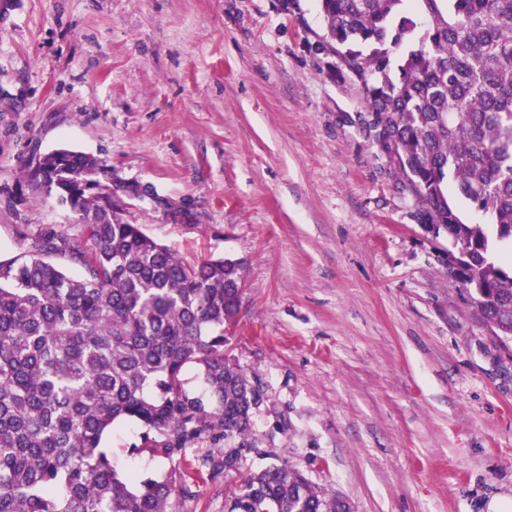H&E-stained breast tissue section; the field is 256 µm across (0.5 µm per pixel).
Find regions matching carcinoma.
Instances as JSON below:
<instances>
[{
  "mask_svg": "<svg viewBox=\"0 0 512 512\" xmlns=\"http://www.w3.org/2000/svg\"><path fill=\"white\" fill-rule=\"evenodd\" d=\"M319 0L329 40L361 82L378 144L445 234L448 275L503 345L512 341V0ZM407 46L398 61L393 50ZM101 165L59 149L31 184L79 216L80 237L42 234L0 261V512H168L203 470L238 455L186 459L214 436L250 445L256 386L224 354L242 299V264L188 263L99 194ZM487 224L461 219L448 195ZM83 269L73 278L54 261ZM194 368L204 389L185 387ZM134 422L163 474L120 469L103 440ZM228 512H352L286 463L249 471Z\"/></svg>",
  "mask_w": 512,
  "mask_h": 512,
  "instance_id": "carcinoma-1",
  "label": "carcinoma"
}]
</instances>
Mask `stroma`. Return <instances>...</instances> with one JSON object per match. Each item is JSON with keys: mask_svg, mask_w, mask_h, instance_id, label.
Instances as JSON below:
<instances>
[{"mask_svg": "<svg viewBox=\"0 0 512 512\" xmlns=\"http://www.w3.org/2000/svg\"><path fill=\"white\" fill-rule=\"evenodd\" d=\"M318 0H7L0 7V260L78 215L27 182L38 156L99 159L145 188L124 216L244 290L226 353L258 385L239 471L171 512H228L243 471L288 462L354 512H486L512 498V350L442 261L452 244L379 151L360 84L316 52ZM141 430L104 444L161 473Z\"/></svg>", "mask_w": 512, "mask_h": 512, "instance_id": "obj_1", "label": "stroma"}]
</instances>
